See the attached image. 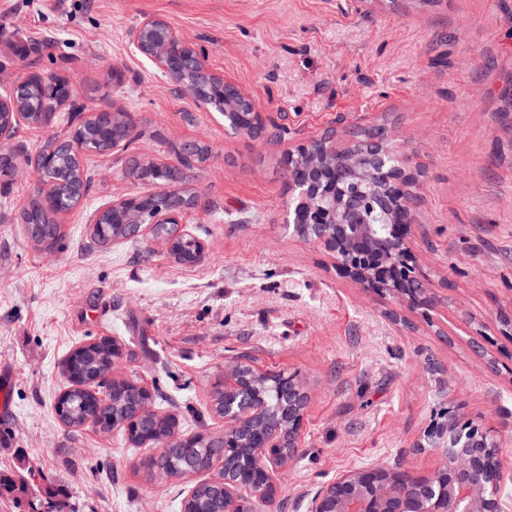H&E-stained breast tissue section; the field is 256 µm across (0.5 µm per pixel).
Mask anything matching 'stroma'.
I'll return each instance as SVG.
<instances>
[{
  "instance_id": "stroma-1",
  "label": "stroma",
  "mask_w": 512,
  "mask_h": 512,
  "mask_svg": "<svg viewBox=\"0 0 512 512\" xmlns=\"http://www.w3.org/2000/svg\"><path fill=\"white\" fill-rule=\"evenodd\" d=\"M147 15L284 120V140L233 133L176 95L130 41ZM36 69L68 77L88 109L128 112L140 136L85 158L88 194L56 215L49 247L20 211L39 188L26 160L61 121L22 126L12 141L25 158L0 198V368L13 380L0 475L24 477L55 512H180L204 474L150 477L158 449L68 428L54 411L66 357L110 336L123 350L114 377L147 387L182 434L221 436L214 393L236 363L302 384L298 448L262 512H308L349 470L431 473L440 456L416 442L449 407L498 436L512 512V326L498 318L512 313V0H0V89ZM378 125L414 177L410 236L436 300L427 311L351 282L288 222V147L321 136L344 147L350 128ZM188 141L209 149L181 184L199 198L186 221L205 259L177 264L149 235L98 243L97 209L163 190L131 161L177 164Z\"/></svg>"
}]
</instances>
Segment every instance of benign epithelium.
<instances>
[{"label": "benign epithelium", "instance_id": "benign-epithelium-1", "mask_svg": "<svg viewBox=\"0 0 512 512\" xmlns=\"http://www.w3.org/2000/svg\"><path fill=\"white\" fill-rule=\"evenodd\" d=\"M136 49L147 57L170 81L172 89L197 99L208 110L226 112L232 106L238 112H247L252 124L267 127L266 114L259 111L251 97L240 87L224 80V76L204 67L203 51L183 37L166 20L146 18L131 33ZM195 72L208 85L209 97L198 98L195 87L186 81L187 74ZM51 76L37 71L30 73L24 83H12L6 93L0 94V141L13 138L22 124L33 122V113L24 105L25 91L30 85H43ZM77 87L66 84V93L52 106L39 112L40 120L48 123L60 110L79 111L76 101ZM116 112L98 111L80 115L70 124L63 137L44 141L37 152L34 167L41 184L47 176L56 154L69 148L78 157L125 150L129 142L123 138L99 147L92 146L88 128L104 126L112 121ZM319 145L323 157L336 154L335 141L327 136L311 138L294 145L288 157L305 153L312 145ZM365 155L351 160L348 166L331 168L326 174L315 164L303 180L291 179L304 210L290 211L288 223L294 228L304 225L301 236L322 245L334 255L336 266L346 277L367 290L387 292L412 306H427L431 298L416 271L400 267V262L411 258V245L405 228L412 223L417 199L405 190L406 173L395 161L396 148L391 135L371 138L364 143ZM359 177L376 185L375 201L386 214L395 212L387 225L392 249H381V239L370 224H361L356 232L348 231L343 217L364 219V200L354 188ZM345 185L341 200H336V182ZM169 203L154 210L150 224H138L137 216L128 223L135 225L133 234L153 235L155 225L168 224L175 228V236H193L186 224L188 202L176 189L165 192ZM132 198L121 197L101 208L93 223L107 224L110 218L127 213ZM262 378L251 373L247 378L242 366L224 376V445L225 451L235 453L243 447L245 460L242 467L224 462L219 467L220 477L213 481L224 495V512H256L244 492H252L256 485L275 486L277 474L291 461L293 448L302 428L306 396L298 382L290 376H279V388L285 399L284 414L288 417L285 429H267L253 437L256 424L266 414V404L255 386ZM418 448H436L441 463L427 476H414L399 467L373 466L340 474L324 486L313 498L310 512H502L501 460L499 443L495 435L483 431L470 422H462L456 411L448 410V420L434 423L416 443Z\"/></svg>", "mask_w": 512, "mask_h": 512}]
</instances>
